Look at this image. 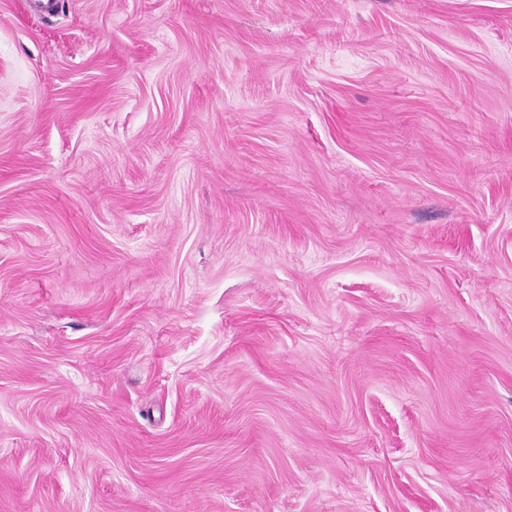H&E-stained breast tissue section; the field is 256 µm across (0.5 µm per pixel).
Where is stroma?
Returning <instances> with one entry per match:
<instances>
[{
    "instance_id": "35a3bbf8",
    "label": "stroma",
    "mask_w": 512,
    "mask_h": 512,
    "mask_svg": "<svg viewBox=\"0 0 512 512\" xmlns=\"http://www.w3.org/2000/svg\"><path fill=\"white\" fill-rule=\"evenodd\" d=\"M0 0V512H512V0Z\"/></svg>"
}]
</instances>
